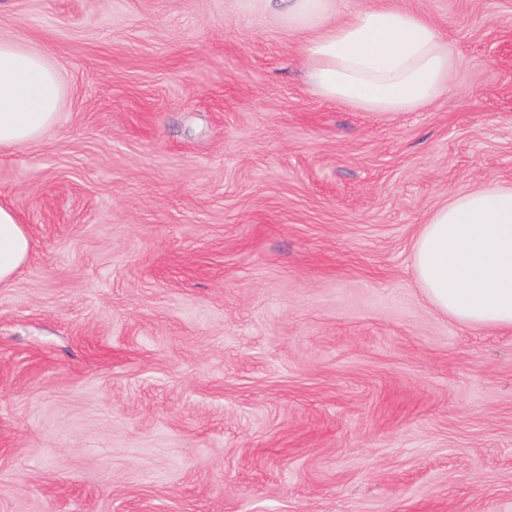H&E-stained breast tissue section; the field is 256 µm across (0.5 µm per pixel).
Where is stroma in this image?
<instances>
[{"instance_id": "stroma-1", "label": "stroma", "mask_w": 512, "mask_h": 512, "mask_svg": "<svg viewBox=\"0 0 512 512\" xmlns=\"http://www.w3.org/2000/svg\"><path fill=\"white\" fill-rule=\"evenodd\" d=\"M364 2L448 41L433 104L320 97L257 0H0L65 88L0 152V512H512V329L411 260L512 184V0ZM31 239L15 209L0 202V283L10 281L28 260Z\"/></svg>"}]
</instances>
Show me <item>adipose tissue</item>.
<instances>
[{"label": "adipose tissue", "instance_id": "1", "mask_svg": "<svg viewBox=\"0 0 512 512\" xmlns=\"http://www.w3.org/2000/svg\"><path fill=\"white\" fill-rule=\"evenodd\" d=\"M289 30L306 34L308 78L320 96L363 112H410L444 88L452 51L438 29L404 8L349 0H262ZM60 69L40 52L0 38V151L43 139L63 99ZM31 239L15 209L0 202V283L26 263ZM420 287L462 324L512 329V185L481 187L436 207L412 251Z\"/></svg>", "mask_w": 512, "mask_h": 512}]
</instances>
